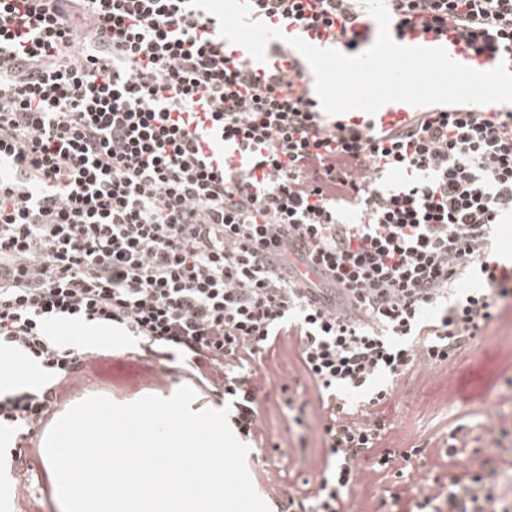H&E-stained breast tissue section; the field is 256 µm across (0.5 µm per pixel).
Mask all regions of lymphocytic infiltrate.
I'll list each match as a JSON object with an SVG mask.
<instances>
[{"label":"lymphocytic infiltrate","instance_id":"obj_1","mask_svg":"<svg viewBox=\"0 0 512 512\" xmlns=\"http://www.w3.org/2000/svg\"><path fill=\"white\" fill-rule=\"evenodd\" d=\"M385 2L398 30L418 19L477 53L512 44V0ZM361 3L253 0L252 16L331 32ZM285 78L256 84L190 0H0V352L42 372L0 389L16 496L30 490L38 432L87 364L112 354L60 347L58 324L125 337L161 373L179 365L259 448L268 386L297 426L323 412L320 486L277 509L342 512L396 455L374 411L387 384L447 365L504 319L512 266L491 248L512 223V113L452 105L382 144L282 96ZM212 126L250 166L226 162ZM351 211L358 223L343 222ZM298 260L326 273L334 303L288 277ZM474 272L481 287L456 296ZM273 347L290 360L261 369ZM407 487L414 512L496 500L467 472L444 491L420 475Z\"/></svg>","mask_w":512,"mask_h":512}]
</instances>
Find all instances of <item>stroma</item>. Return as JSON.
Returning a JSON list of instances; mask_svg holds the SVG:
<instances>
[{"label":"stroma","instance_id":"obj_1","mask_svg":"<svg viewBox=\"0 0 512 512\" xmlns=\"http://www.w3.org/2000/svg\"><path fill=\"white\" fill-rule=\"evenodd\" d=\"M56 333L67 346L115 347L111 360H101L88 367L95 394L114 402L126 404L146 395L167 397L187 383L177 372L161 376L158 365L128 349L125 340L110 335L93 336L88 328L77 323L58 325ZM278 398V391L273 390L260 400L261 408L269 412L267 423L274 445L251 449L247 460L254 487L261 496L267 492L263 471L274 459L283 463V492L293 491L305 479L314 486L320 480L310 455L301 450L292 419L273 411ZM375 411L401 433L407 446L419 449L418 455L411 459H394L387 475L378 482L374 499L379 512H411L413 505L404 490V474L410 468L423 471L439 485H447V469L434 465L435 450L460 425L474 430L479 439L457 456V463L482 476L487 484L500 485L504 477L497 461L500 456H512V317L492 323L483 336L460 347L448 367L409 374L397 381ZM495 412L507 419L506 433H487L490 417ZM35 464L39 468L35 478L37 488L26 498L24 512H62L48 459H36Z\"/></svg>","mask_w":512,"mask_h":512}]
</instances>
